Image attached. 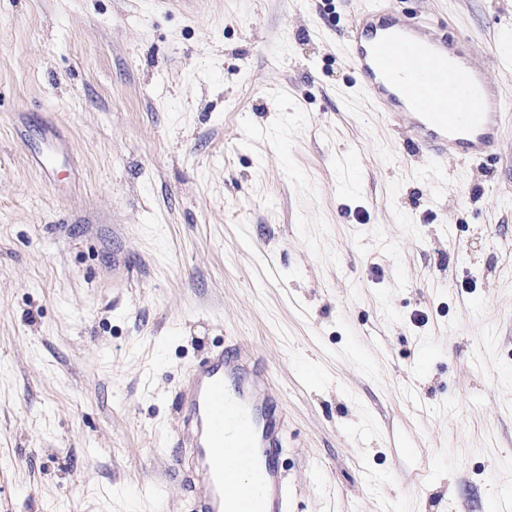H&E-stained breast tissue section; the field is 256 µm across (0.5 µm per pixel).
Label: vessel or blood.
<instances>
[{"label":"vessel or blood","mask_w":512,"mask_h":512,"mask_svg":"<svg viewBox=\"0 0 512 512\" xmlns=\"http://www.w3.org/2000/svg\"><path fill=\"white\" fill-rule=\"evenodd\" d=\"M365 100L406 130L430 160H481L495 153L507 116L481 65L441 29L383 6L357 13L346 40ZM29 155L49 173L65 146L47 130ZM180 436L173 455L191 491L190 512H287L279 467L282 406L254 351L235 343L184 375ZM245 481L228 494L230 474Z\"/></svg>","instance_id":"vessel-or-blood-1"}]
</instances>
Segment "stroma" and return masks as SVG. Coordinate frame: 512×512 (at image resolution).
I'll list each match as a JSON object with an SVG mask.
<instances>
[{"label": "stroma", "mask_w": 512, "mask_h": 512, "mask_svg": "<svg viewBox=\"0 0 512 512\" xmlns=\"http://www.w3.org/2000/svg\"><path fill=\"white\" fill-rule=\"evenodd\" d=\"M364 3L0 0V512H189L177 391L230 340L288 512L512 502V118L433 164L358 89ZM393 4L512 101V0ZM44 148L30 150L29 161L33 168L41 171L48 179L55 157L65 150L59 134L54 130H47L42 139Z\"/></svg>", "instance_id": "1"}]
</instances>
